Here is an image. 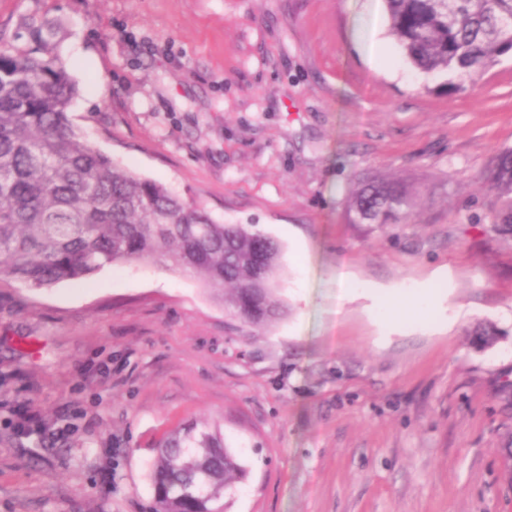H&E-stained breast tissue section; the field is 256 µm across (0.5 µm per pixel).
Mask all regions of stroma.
<instances>
[{"label":"stroma","mask_w":512,"mask_h":512,"mask_svg":"<svg viewBox=\"0 0 512 512\" xmlns=\"http://www.w3.org/2000/svg\"><path fill=\"white\" fill-rule=\"evenodd\" d=\"M44 19L73 124L275 238L284 313L251 325L160 263L1 283L0 512H153L154 450L189 423L248 467L229 512H512V233L484 180L512 147V54L449 90L384 0H0V40ZM362 175L408 187L406 223H350ZM342 273L437 303L384 322Z\"/></svg>","instance_id":"obj_1"}]
</instances>
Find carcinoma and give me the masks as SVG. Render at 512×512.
Instances as JSON below:
<instances>
[{
    "label": "carcinoma",
    "mask_w": 512,
    "mask_h": 512,
    "mask_svg": "<svg viewBox=\"0 0 512 512\" xmlns=\"http://www.w3.org/2000/svg\"><path fill=\"white\" fill-rule=\"evenodd\" d=\"M389 32L425 73L475 81L512 51V0H385ZM60 27L24 24L0 41V281L31 288L85 279L107 265L163 258L199 274L245 321L283 313L272 289L276 241L220 224L164 184L119 167L69 118L78 85L55 53ZM486 179L499 198L494 225L512 226V149ZM413 196L394 181L365 180L352 195L354 224H401ZM247 476L233 449L190 427L162 440L150 471L154 512H218L213 504ZM183 483L197 495L176 492Z\"/></svg>",
    "instance_id": "carcinoma-1"
}]
</instances>
